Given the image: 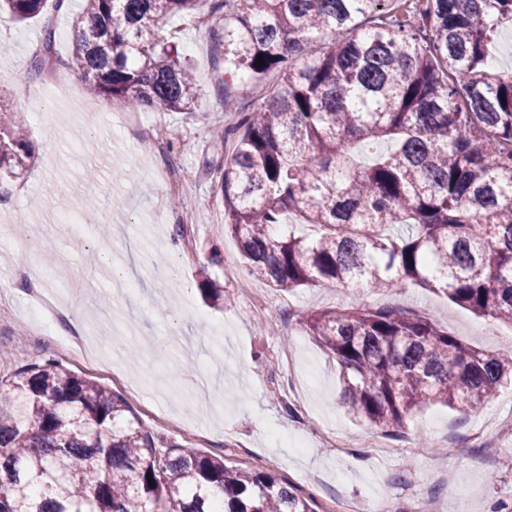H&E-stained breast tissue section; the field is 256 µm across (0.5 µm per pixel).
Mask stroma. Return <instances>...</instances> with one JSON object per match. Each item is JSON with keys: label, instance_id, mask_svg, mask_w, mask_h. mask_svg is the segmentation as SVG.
<instances>
[{"label": "stroma", "instance_id": "obj_1", "mask_svg": "<svg viewBox=\"0 0 512 512\" xmlns=\"http://www.w3.org/2000/svg\"><path fill=\"white\" fill-rule=\"evenodd\" d=\"M75 0L25 23L0 12V107L26 129L35 162L0 187V375L51 358L121 394L158 437L199 448L230 466L268 471L311 494L318 512H494L512 502V383L484 406L461 412L430 402L374 448L373 428L352 422L339 402L340 369L306 335L308 312L344 308L351 290L323 283L282 291L250 276L224 231L220 176L227 160L209 129L226 124L224 96L244 109L260 87L224 81V23L200 0L165 19L200 95L185 112L158 107L114 121L78 71L71 29ZM55 54L40 79L30 68L45 24ZM82 211V231L48 232L56 199ZM51 239L42 266L66 258L75 279L63 290L84 332L104 353L90 369L62 352L70 322L31 333L24 284L10 270ZM212 282L224 303L208 305ZM368 306L433 320L463 343L512 357V325L479 317L442 293L409 284L364 293ZM29 337L17 352V337ZM483 444L470 442L474 424Z\"/></svg>", "mask_w": 512, "mask_h": 512}]
</instances>
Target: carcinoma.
Instances as JSON below:
<instances>
[{"label": "carcinoma", "mask_w": 512, "mask_h": 512, "mask_svg": "<svg viewBox=\"0 0 512 512\" xmlns=\"http://www.w3.org/2000/svg\"><path fill=\"white\" fill-rule=\"evenodd\" d=\"M47 2L0 8L25 21ZM198 2L80 0L72 64L111 104L185 110L195 76L159 33ZM220 11L225 73L278 78L212 131L236 133L221 201L249 274L288 291L414 283L512 324V72L490 55L512 0H426L416 31L388 0H215ZM320 35L331 42L315 54ZM54 54L48 25L33 75ZM370 149L371 162L355 161ZM31 158L23 125L0 111V180ZM302 325L336 359L347 414L383 433L429 401L472 410L512 381V359L397 309L355 301ZM0 512L317 510L269 472L159 438L123 396L46 359L0 378Z\"/></svg>", "instance_id": "obj_1"}]
</instances>
